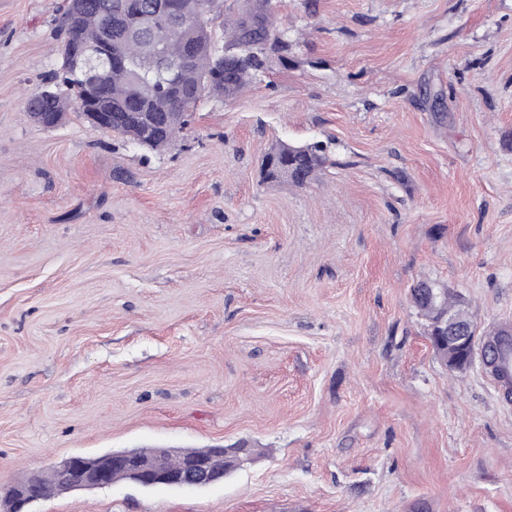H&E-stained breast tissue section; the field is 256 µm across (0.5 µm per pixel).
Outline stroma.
<instances>
[{"instance_id": "1", "label": "stroma", "mask_w": 512, "mask_h": 512, "mask_svg": "<svg viewBox=\"0 0 512 512\" xmlns=\"http://www.w3.org/2000/svg\"><path fill=\"white\" fill-rule=\"evenodd\" d=\"M64 0H0V487L76 456L238 443L203 488L30 512H512V405L410 290L512 323V0H282L293 40L156 153L36 125ZM334 161L263 181L279 141Z\"/></svg>"}]
</instances>
